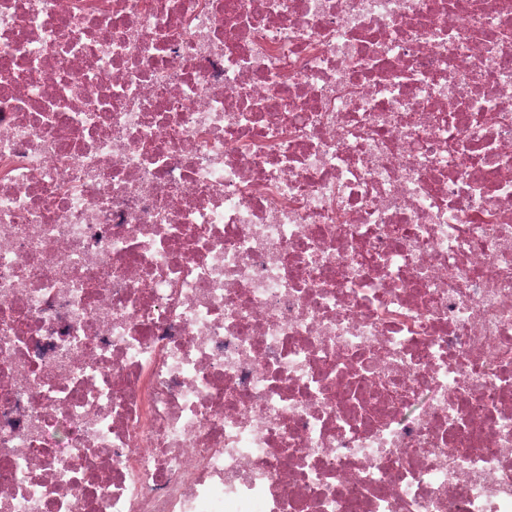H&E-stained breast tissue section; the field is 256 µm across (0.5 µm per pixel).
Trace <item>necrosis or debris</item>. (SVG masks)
Listing matches in <instances>:
<instances>
[{
  "mask_svg": "<svg viewBox=\"0 0 512 512\" xmlns=\"http://www.w3.org/2000/svg\"><path fill=\"white\" fill-rule=\"evenodd\" d=\"M0 512H512V0H0Z\"/></svg>",
  "mask_w": 512,
  "mask_h": 512,
  "instance_id": "1",
  "label": "necrosis or debris"
}]
</instances>
